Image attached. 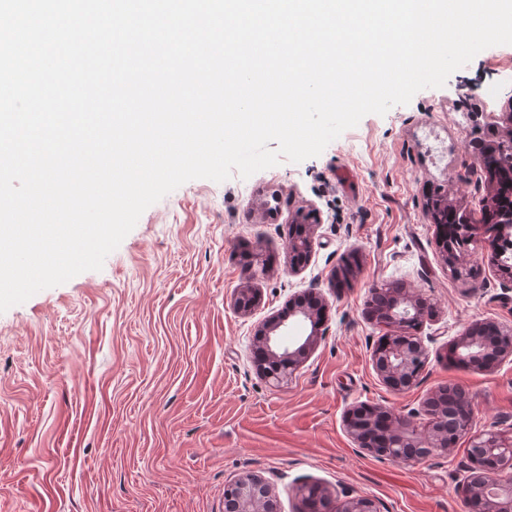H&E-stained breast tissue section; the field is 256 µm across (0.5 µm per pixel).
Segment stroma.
<instances>
[{"label":"stroma","mask_w":512,"mask_h":512,"mask_svg":"<svg viewBox=\"0 0 512 512\" xmlns=\"http://www.w3.org/2000/svg\"><path fill=\"white\" fill-rule=\"evenodd\" d=\"M512 45L489 47L440 88L364 116L321 155L249 178L196 179L147 208L101 270L0 313V512H225L224 488L253 473L278 512H305L316 485L332 512H470L469 439L418 464L359 449L347 411L380 405L425 430L424 401L468 398L471 434L512 435V356L492 367L450 354L471 325L512 327V279L483 242L446 264L428 201L479 211L471 145L507 109ZM314 225L289 272L293 226ZM430 302L420 383L387 388L367 315L375 287ZM242 288L261 301L237 311ZM315 293L326 333L287 385L261 376L253 344L288 301Z\"/></svg>","instance_id":"1"}]
</instances>
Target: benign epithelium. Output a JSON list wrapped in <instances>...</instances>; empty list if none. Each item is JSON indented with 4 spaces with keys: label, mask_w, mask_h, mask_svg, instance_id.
<instances>
[{
    "label": "benign epithelium",
    "mask_w": 512,
    "mask_h": 512,
    "mask_svg": "<svg viewBox=\"0 0 512 512\" xmlns=\"http://www.w3.org/2000/svg\"><path fill=\"white\" fill-rule=\"evenodd\" d=\"M503 134L498 140L481 147L478 160L481 164L499 158L501 152L512 148V96L508 98V111L503 113ZM502 197L512 200V173L504 178L499 175L484 185L483 212L497 207ZM433 222L453 212L448 197L434 199L429 204ZM495 235L488 242L492 258L500 267L512 265V208L499 213ZM314 228H301L290 242V252L298 260L306 258L312 249ZM382 309L371 311L372 318L389 329L386 342L373 352V363L382 382L394 391L409 390L418 384L428 363V353L415 330L422 325L431 306L422 298L403 288L386 290ZM255 289L238 291L234 305L247 311L258 304ZM299 326L306 335L298 341L284 343L277 335L286 326V320ZM322 321L317 312L303 299L290 303L288 318L267 321L260 333L265 363L258 366L268 380L283 384L301 366L309 352L316 346ZM453 353L468 361L512 355V327L504 329L493 324H475L468 327L452 345ZM465 398L460 390L443 392L425 401L423 411L429 417L425 432L419 433L408 423L401 422L384 407L359 405L351 408L345 425L357 447L372 454L420 463L435 452L446 453L457 440L469 433L470 414L450 413L448 403ZM469 455L472 469L483 467L487 459L512 463V439L507 440L495 432L470 436ZM229 503L227 512H276V504L268 485L257 475L245 473L227 486ZM470 499L475 512H512V476L505 479L475 477L470 489ZM342 512H380L377 504L367 498H352Z\"/></svg>",
    "instance_id": "1"
}]
</instances>
